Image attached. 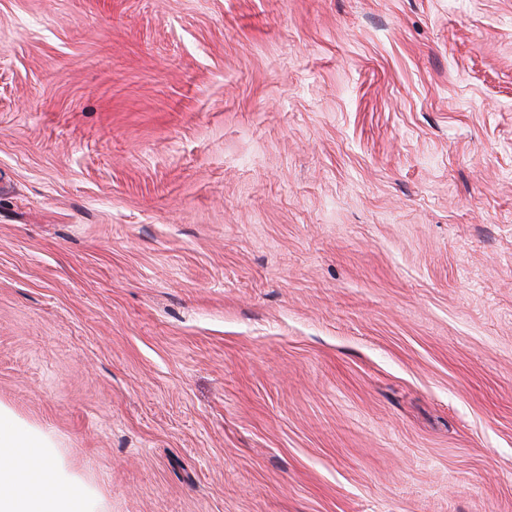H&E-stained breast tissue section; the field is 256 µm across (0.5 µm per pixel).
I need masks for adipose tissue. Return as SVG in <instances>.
<instances>
[{
    "label": "adipose tissue",
    "mask_w": 512,
    "mask_h": 512,
    "mask_svg": "<svg viewBox=\"0 0 512 512\" xmlns=\"http://www.w3.org/2000/svg\"><path fill=\"white\" fill-rule=\"evenodd\" d=\"M53 446L0 404V512H98L96 494H75L60 476Z\"/></svg>",
    "instance_id": "obj_1"
}]
</instances>
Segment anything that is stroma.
I'll return each instance as SVG.
<instances>
[{"label":"stroma","instance_id":"1","mask_svg":"<svg viewBox=\"0 0 512 512\" xmlns=\"http://www.w3.org/2000/svg\"><path fill=\"white\" fill-rule=\"evenodd\" d=\"M0 404L102 512H512V0H0Z\"/></svg>","mask_w":512,"mask_h":512}]
</instances>
